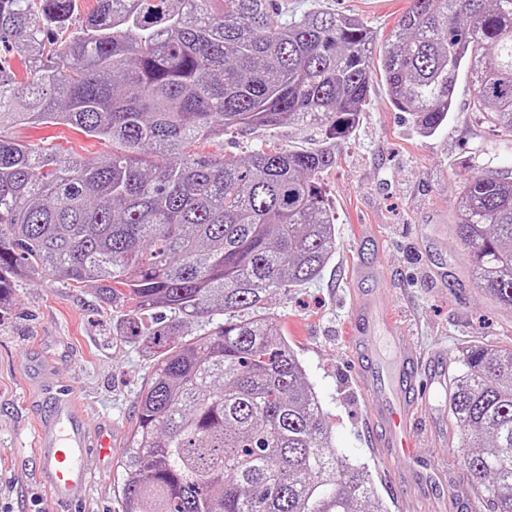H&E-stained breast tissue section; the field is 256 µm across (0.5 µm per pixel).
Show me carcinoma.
Instances as JSON below:
<instances>
[{"instance_id":"cac0c4a2","label":"carcinoma","mask_w":512,"mask_h":512,"mask_svg":"<svg viewBox=\"0 0 512 512\" xmlns=\"http://www.w3.org/2000/svg\"><path fill=\"white\" fill-rule=\"evenodd\" d=\"M374 51L359 18H288L273 0H0V305L38 274L126 310L117 333L155 363L121 455L122 512H387L263 312L336 250L321 177L367 105ZM381 68L425 135L469 72L471 111L512 142V0H409ZM285 124L315 146L198 151ZM59 125L112 153L8 133ZM455 230L477 286L512 308V177L462 178ZM214 312L224 321L183 339ZM448 413L489 512H512V347L465 350Z\"/></svg>"}]
</instances>
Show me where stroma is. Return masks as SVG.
Segmentation results:
<instances>
[{
  "mask_svg": "<svg viewBox=\"0 0 512 512\" xmlns=\"http://www.w3.org/2000/svg\"><path fill=\"white\" fill-rule=\"evenodd\" d=\"M277 4L292 14L318 6L355 16L382 41L408 0ZM455 102L447 123L425 137L408 113L390 104L383 78L374 76L369 105L321 180L336 215V251L316 281L275 292L266 303L316 392L334 448L368 467L388 512H399L406 495L417 498L420 512H487L482 487L462 465L448 387L466 346H512V309L472 280L454 231V198L469 166L512 172V149L471 112L468 75L457 80ZM269 139L296 148L315 144L309 130L283 126L228 135L201 149L244 156ZM361 264L373 268V280L355 281ZM361 289L390 301L402 326L399 344L429 356L420 371L429 390L409 419L416 448L404 470L385 463L369 439L358 365L346 340ZM122 316L90 289L36 276L16 280L9 304L0 308V512H61L37 475L38 410L26 390L28 358L50 360L58 386L76 394L87 421L111 418L117 448L128 443L153 362L137 343L117 336ZM84 465L94 481L77 512H121L119 465H103L92 454Z\"/></svg>",
  "mask_w": 512,
  "mask_h": 512,
  "instance_id": "1",
  "label": "stroma"
}]
</instances>
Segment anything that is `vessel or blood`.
<instances>
[{"label": "vessel or blood", "mask_w": 512, "mask_h": 512, "mask_svg": "<svg viewBox=\"0 0 512 512\" xmlns=\"http://www.w3.org/2000/svg\"><path fill=\"white\" fill-rule=\"evenodd\" d=\"M376 324L397 330L390 306L373 301L368 307H355L348 327L354 356L373 357L375 347L368 331ZM422 362L416 350H402L390 368L374 365L359 375L369 417L384 431L383 436L375 437L374 444L404 466L410 463L415 446L407 422L408 404L419 398L422 381L418 368ZM28 389L41 406L35 429L40 478L61 504L79 502L92 483L83 465L84 455L92 453L108 463L115 453L112 423L104 419L88 424L76 398L54 386L50 365L35 366Z\"/></svg>", "instance_id": "1"}]
</instances>
